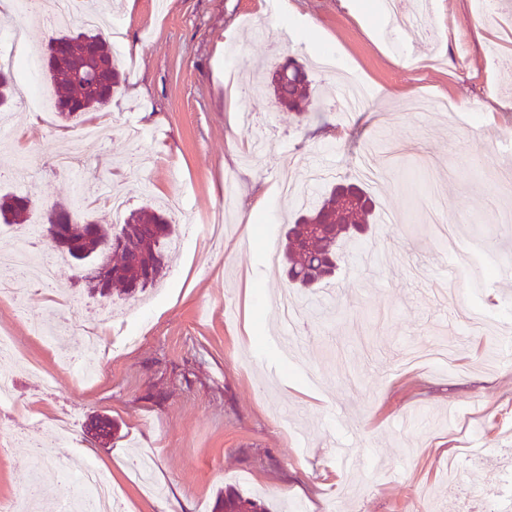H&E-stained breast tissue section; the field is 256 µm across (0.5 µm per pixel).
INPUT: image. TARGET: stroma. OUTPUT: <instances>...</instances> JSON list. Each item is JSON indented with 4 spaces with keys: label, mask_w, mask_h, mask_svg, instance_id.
<instances>
[{
    "label": "stroma",
    "mask_w": 512,
    "mask_h": 512,
    "mask_svg": "<svg viewBox=\"0 0 512 512\" xmlns=\"http://www.w3.org/2000/svg\"><path fill=\"white\" fill-rule=\"evenodd\" d=\"M103 37L117 35L121 85L83 114L107 131L71 139L55 114L16 101L0 114V191H28L44 206L84 199L101 224L182 197L170 270L157 289L107 302L61 265L43 286L14 272L0 297V332L17 357L0 361L16 406L0 414V499L32 481L24 460L44 442L46 465L90 463L110 478L118 512H218L228 489L262 496L272 512H482L471 490L512 492L498 455L512 449V354L497 335L466 325L463 310L494 314L512 337V0H429L422 28L395 32L386 0H290L291 36L266 20L280 0H94ZM334 50L376 97L344 110L337 71L315 64ZM295 58L311 80L302 113L271 94L234 95L257 71ZM75 157L77 175L51 165ZM287 198L243 218L279 180ZM374 202L364 234L342 249L336 275L307 297L303 348L289 356L281 267L267 266L265 224L283 235L292 214L330 183ZM460 244L490 238L496 261L473 285L434 235ZM78 332L85 310L113 305L94 379L62 366L29 321L62 298ZM447 343L453 366H409L406 354ZM117 424L103 445L85 423ZM354 448L344 467L337 442Z\"/></svg>",
    "instance_id": "obj_1"
}]
</instances>
